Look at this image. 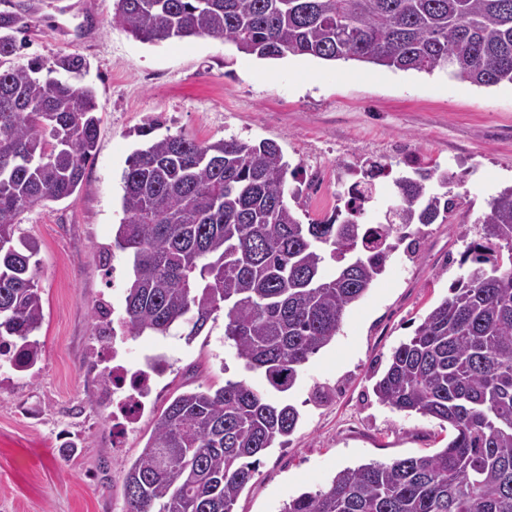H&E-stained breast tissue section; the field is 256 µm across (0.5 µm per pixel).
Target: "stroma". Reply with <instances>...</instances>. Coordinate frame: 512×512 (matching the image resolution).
<instances>
[{"mask_svg":"<svg viewBox=\"0 0 512 512\" xmlns=\"http://www.w3.org/2000/svg\"><path fill=\"white\" fill-rule=\"evenodd\" d=\"M115 0H0L24 16L26 45L13 58L52 65L78 55L100 119L97 151L82 188L22 213L20 233L38 247L41 354L26 372L0 368V512H123V475L158 415L179 394L225 379L261 385L224 345V315L185 340L131 339L133 354L161 353L171 369L135 428L118 432L95 351L102 303L124 309L131 264L113 239L123 218L122 175L141 144L138 128L198 141L231 137L279 145L289 163L288 203L302 223L340 206L349 169L364 161L393 175L417 166L462 177L448 187L447 223L425 227L415 252L398 247L384 273L347 309L335 339L314 354L287 392L300 413L284 444L261 457L236 512H280L288 499L326 486L347 467L419 457L444 448L440 421L397 412L373 386L391 352L449 293L481 217L512 185V84L478 87L433 73L289 55L262 60L209 36L142 43L114 26ZM306 70L315 81L299 86Z\"/></svg>","mask_w":512,"mask_h":512,"instance_id":"stroma-1","label":"stroma"}]
</instances>
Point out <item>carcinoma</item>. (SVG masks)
Here are the masks:
<instances>
[{
	"label": "carcinoma",
	"mask_w": 512,
	"mask_h": 512,
	"mask_svg": "<svg viewBox=\"0 0 512 512\" xmlns=\"http://www.w3.org/2000/svg\"><path fill=\"white\" fill-rule=\"evenodd\" d=\"M112 23L142 43L222 38L245 55L312 56L432 73L476 86L512 83V0H116ZM27 30L0 12V348L18 364L40 357L35 243L21 213L82 186L99 135L95 91L54 77L84 59L10 64ZM47 71V77L41 72ZM128 159L115 246L128 253L131 333L199 335L224 310V342L265 386L226 380L184 392L156 420L126 468L124 512H235L259 456L295 430L299 412L276 397L329 345L347 308L382 275L406 229L448 222V184L416 168L392 180L386 210L359 222L387 167L367 160L345 211L309 224L286 198L288 162L271 141L152 138ZM486 241L467 245L464 273L393 349L379 401L453 430L446 448L336 473L281 512H512V187L489 203Z\"/></svg>",
	"instance_id": "carcinoma-1"
}]
</instances>
